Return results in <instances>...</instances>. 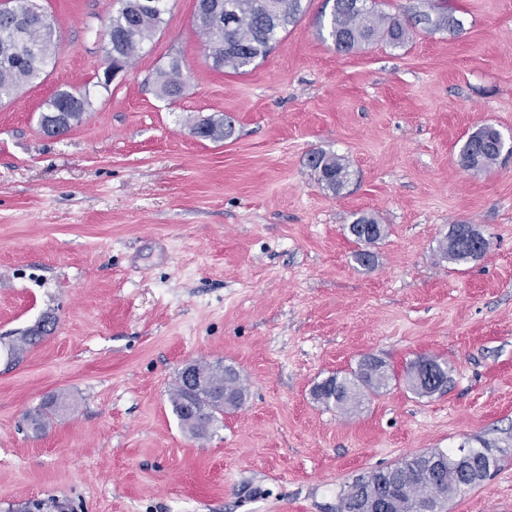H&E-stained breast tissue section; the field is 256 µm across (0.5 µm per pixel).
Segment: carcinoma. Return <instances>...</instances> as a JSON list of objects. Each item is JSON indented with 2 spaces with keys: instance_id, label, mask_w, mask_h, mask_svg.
Returning a JSON list of instances; mask_svg holds the SVG:
<instances>
[{
  "instance_id": "cac0c4a2",
  "label": "carcinoma",
  "mask_w": 512,
  "mask_h": 512,
  "mask_svg": "<svg viewBox=\"0 0 512 512\" xmlns=\"http://www.w3.org/2000/svg\"><path fill=\"white\" fill-rule=\"evenodd\" d=\"M303 0H200L195 23L205 37L208 57L217 69L244 71L266 56L278 37L296 24L303 13ZM229 13L236 25L224 29L219 18ZM163 16L138 12L132 0H121L112 16V59L127 64L138 54L143 44L152 39ZM328 38L339 51L382 41L400 47L409 39L411 30L448 31L461 27L453 11L445 4L431 5V11H415L404 17L393 16L379 9L377 0H333L328 17L323 20ZM57 40L47 15L37 0H6L0 11V101L11 98L24 85L42 74L31 59V52L46 60L55 54ZM159 92L175 97L182 87V65L172 59L168 67L157 74ZM92 106L86 87L58 90L42 106V112H67L68 127L81 122ZM212 133L211 140L222 141L234 133L230 122L207 120L196 125ZM505 144L502 135L492 125H485L471 135L460 152V162L467 169H486L501 156ZM318 181L334 192L342 190L349 178V165L336 155L320 153L309 161ZM348 232L363 248L353 254L354 262L363 269L375 264L374 254L366 249L387 234L386 225L372 213H357ZM444 258L465 264L484 256L489 242L471 224H455L448 235L438 241ZM42 337L37 329H29L8 345V359L21 358ZM197 368L208 376L201 388L187 387L181 378L170 395L173 413L192 436L204 438L224 417V405L239 407L244 400V387L239 373L230 366L196 361ZM391 380L386 364L372 356L360 360L356 370L343 376L333 375L317 384L313 396L326 406L345 410L361 402L367 393H376ZM448 384V365L435 358L414 362L405 375V385L418 396H430ZM195 407L201 414L199 424L191 425L185 409ZM69 408L61 396L26 414L32 434L43 433L57 413ZM461 449H434L402 459L394 466L368 472L344 485L340 491L339 512H361L366 501L377 498L385 512H423L429 507L441 512L444 502L460 492L461 470L469 475L471 487L480 486L498 469L499 459L488 448H470L465 456V468H460Z\"/></svg>"
}]
</instances>
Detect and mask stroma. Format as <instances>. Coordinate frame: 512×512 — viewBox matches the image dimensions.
Wrapping results in <instances>:
<instances>
[{"mask_svg":"<svg viewBox=\"0 0 512 512\" xmlns=\"http://www.w3.org/2000/svg\"><path fill=\"white\" fill-rule=\"evenodd\" d=\"M54 65L0 103V512H337L341 487L433 449L501 459L443 512H512V154L459 162L484 125L512 141V0H448L455 32L414 29L349 52L320 30L326 0L246 72L215 68L196 0H170L151 42L109 88L119 0H39ZM183 90L156 92L171 59ZM89 86L92 106L58 138L39 113ZM229 116L234 135L197 137ZM346 159L340 192L308 159ZM386 224L359 270L347 227ZM472 224L488 252L437 249ZM18 362L8 343L43 318ZM386 362L391 380L348 410L314 386ZM447 362L446 392L405 387L409 363ZM236 369L243 404L204 439L169 396L188 362ZM70 403L41 436L25 413Z\"/></svg>","mask_w":512,"mask_h":512,"instance_id":"35a3bbf8","label":"stroma"}]
</instances>
